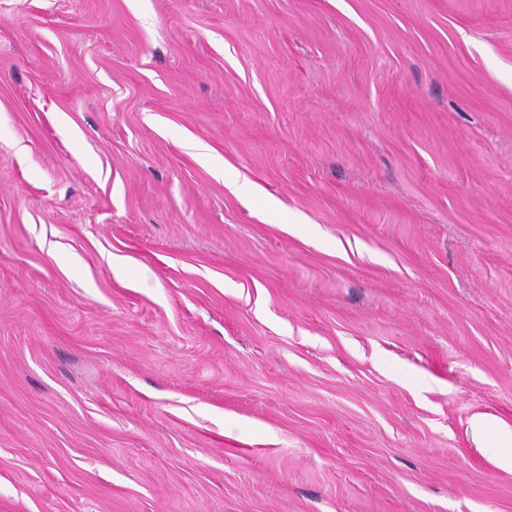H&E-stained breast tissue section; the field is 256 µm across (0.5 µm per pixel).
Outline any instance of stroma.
<instances>
[{"instance_id":"obj_1","label":"stroma","mask_w":512,"mask_h":512,"mask_svg":"<svg viewBox=\"0 0 512 512\" xmlns=\"http://www.w3.org/2000/svg\"><path fill=\"white\" fill-rule=\"evenodd\" d=\"M511 433L512 0H0V512H512Z\"/></svg>"}]
</instances>
